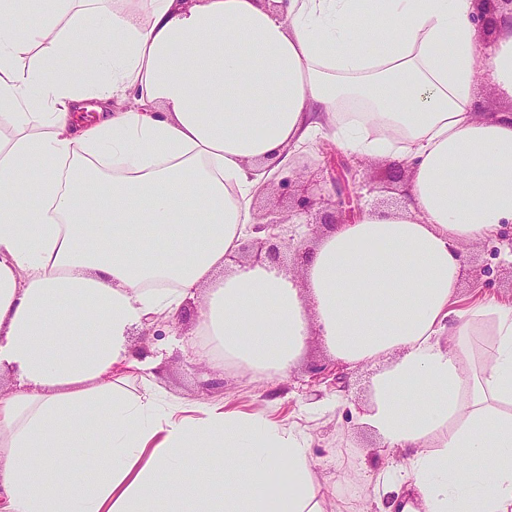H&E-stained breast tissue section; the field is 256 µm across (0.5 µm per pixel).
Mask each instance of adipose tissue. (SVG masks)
<instances>
[{"label":"adipose tissue","instance_id":"obj_1","mask_svg":"<svg viewBox=\"0 0 512 512\" xmlns=\"http://www.w3.org/2000/svg\"><path fill=\"white\" fill-rule=\"evenodd\" d=\"M26 9L0 0L6 512H329L308 433L192 418L128 343L198 293L216 371L285 375L315 335L379 363L358 421L406 455L393 512H512V303L456 294L466 246L512 223V21L487 40L477 0H49L17 29ZM482 82L503 108L478 113ZM321 137L403 165L401 207L361 202L300 279L235 262L262 182ZM218 461L223 491L186 483Z\"/></svg>","mask_w":512,"mask_h":512}]
</instances>
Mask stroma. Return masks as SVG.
Instances as JSON below:
<instances>
[{"label": "stroma", "instance_id": "35a3bbf8", "mask_svg": "<svg viewBox=\"0 0 512 512\" xmlns=\"http://www.w3.org/2000/svg\"><path fill=\"white\" fill-rule=\"evenodd\" d=\"M386 165L378 159L362 160L353 187L373 204L394 201L398 194L385 187ZM512 252V241L494 239L466 249L467 272L457 290L464 303L493 298L512 303V264L503 260ZM201 298L185 304L181 318L159 319L151 334L132 330L130 343L150 356H160L159 382L169 400L178 403H206L227 410H264L275 422L305 424L312 434V454L323 493L338 512H373L374 487L388 466L379 451L377 437L354 418L355 408L367 402L373 366L351 370L347 393L328 384L312 382L314 365L333 366L334 358L318 339H311L303 358L282 377L252 372L225 371L219 378L194 353L166 354L176 338L192 337L198 328Z\"/></svg>", "mask_w": 512, "mask_h": 512}]
</instances>
